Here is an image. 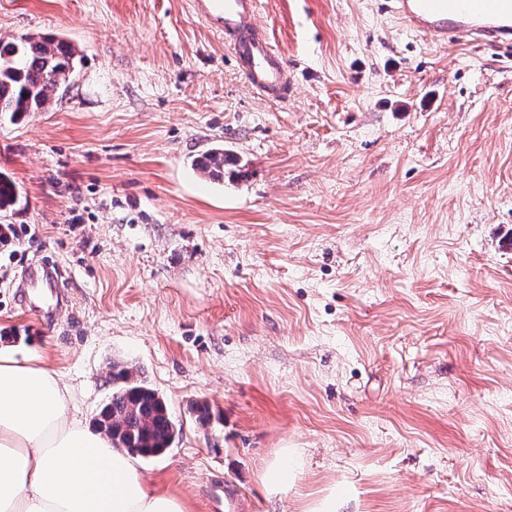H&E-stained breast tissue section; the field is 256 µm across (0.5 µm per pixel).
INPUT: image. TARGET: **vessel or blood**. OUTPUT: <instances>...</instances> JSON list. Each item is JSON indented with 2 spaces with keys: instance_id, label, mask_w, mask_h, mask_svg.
<instances>
[{
  "instance_id": "1",
  "label": "vessel or blood",
  "mask_w": 512,
  "mask_h": 512,
  "mask_svg": "<svg viewBox=\"0 0 512 512\" xmlns=\"http://www.w3.org/2000/svg\"><path fill=\"white\" fill-rule=\"evenodd\" d=\"M399 22L432 43L470 39L490 45L512 42V0H393ZM206 27L222 35L242 76L265 99L288 93V68L265 29L256 24L257 0H191Z\"/></svg>"
}]
</instances>
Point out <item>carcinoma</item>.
<instances>
[{
  "mask_svg": "<svg viewBox=\"0 0 512 512\" xmlns=\"http://www.w3.org/2000/svg\"><path fill=\"white\" fill-rule=\"evenodd\" d=\"M74 60L73 47L52 35L0 38V115L45 109L52 95L68 85ZM224 161V152L215 150L198 159L196 168L217 180L224 177ZM16 200L14 185L0 177V209ZM112 386V398L100 410L109 420L101 430L112 435V444L143 458L165 452L180 433L166 401L118 364L112 365Z\"/></svg>",
  "mask_w": 512,
  "mask_h": 512,
  "instance_id": "obj_1",
  "label": "carcinoma"
}]
</instances>
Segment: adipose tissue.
Segmentation results:
<instances>
[{
  "instance_id": "adipose-tissue-1",
  "label": "adipose tissue",
  "mask_w": 512,
  "mask_h": 512,
  "mask_svg": "<svg viewBox=\"0 0 512 512\" xmlns=\"http://www.w3.org/2000/svg\"><path fill=\"white\" fill-rule=\"evenodd\" d=\"M71 391L39 352H0V512H188L153 488L110 438L69 412ZM302 468L282 449L262 473L271 495Z\"/></svg>"
}]
</instances>
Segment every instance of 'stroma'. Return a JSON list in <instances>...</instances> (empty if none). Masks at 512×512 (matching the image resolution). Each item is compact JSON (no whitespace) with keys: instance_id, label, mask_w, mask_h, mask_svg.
<instances>
[{"instance_id":"1","label":"stroma","mask_w":512,"mask_h":512,"mask_svg":"<svg viewBox=\"0 0 512 512\" xmlns=\"http://www.w3.org/2000/svg\"><path fill=\"white\" fill-rule=\"evenodd\" d=\"M256 21L281 103L189 0H0V36L76 50L47 110L0 117V349L88 423L133 368L181 427L137 466L189 512H512V44L435 45L391 0ZM215 146L241 175L195 170ZM302 468L299 453L294 448L282 449L281 453L262 473V482L272 496L287 492L295 483Z\"/></svg>"}]
</instances>
